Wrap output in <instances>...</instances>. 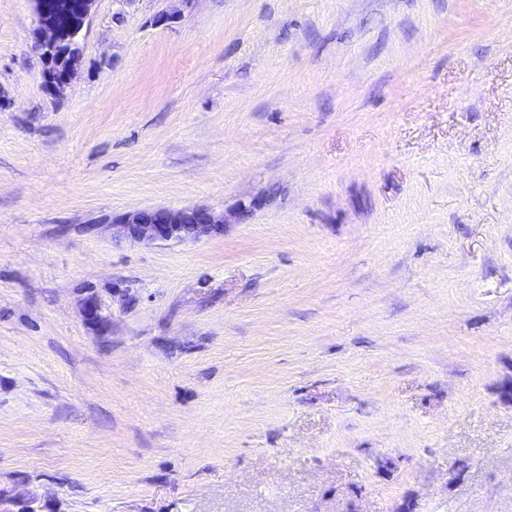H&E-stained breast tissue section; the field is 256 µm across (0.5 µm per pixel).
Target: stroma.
<instances>
[{"instance_id":"stroma-1","label":"stroma","mask_w":512,"mask_h":512,"mask_svg":"<svg viewBox=\"0 0 512 512\" xmlns=\"http://www.w3.org/2000/svg\"><path fill=\"white\" fill-rule=\"evenodd\" d=\"M34 26L0 0V496L512 512V0H96L56 95ZM155 206L228 222L113 239ZM224 212L208 207H155L112 216L121 238L146 245L199 241L224 232Z\"/></svg>"}]
</instances>
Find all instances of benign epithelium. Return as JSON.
Listing matches in <instances>:
<instances>
[{"instance_id": "benign-epithelium-1", "label": "benign epithelium", "mask_w": 512, "mask_h": 512, "mask_svg": "<svg viewBox=\"0 0 512 512\" xmlns=\"http://www.w3.org/2000/svg\"><path fill=\"white\" fill-rule=\"evenodd\" d=\"M35 19L34 49L45 64L48 91L58 93L74 76L81 52L71 46L81 32L95 0H30ZM108 224L117 235L146 245L199 241L224 232L223 212L208 207H155L123 213Z\"/></svg>"}]
</instances>
